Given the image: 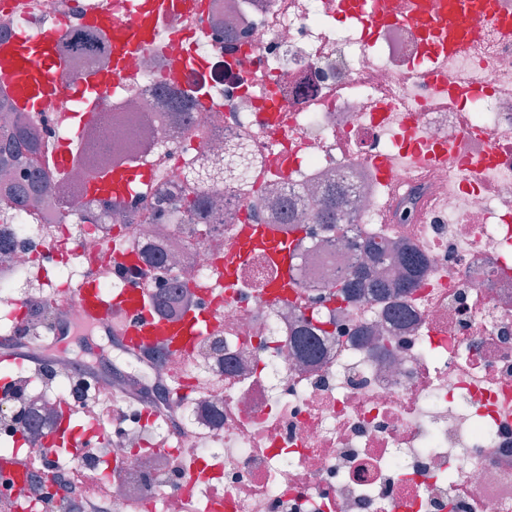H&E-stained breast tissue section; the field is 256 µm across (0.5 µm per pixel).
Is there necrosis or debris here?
<instances>
[{
    "mask_svg": "<svg viewBox=\"0 0 512 512\" xmlns=\"http://www.w3.org/2000/svg\"><path fill=\"white\" fill-rule=\"evenodd\" d=\"M201 3L169 26L192 35L204 70L175 85L167 64L183 43L140 51L131 78L82 125L65 193L40 207L8 197L34 167L57 181L68 127L61 111L17 112L0 93V115L36 136L33 166L0 174V209L13 216L0 235L14 250L0 264V334L26 339L64 310L78 320L43 270H61L68 285L116 248L134 259L107 290L132 283L168 297L169 320L205 301L222 306L220 330L187 356L127 366L178 429L146 425L137 407L110 418L97 468L109 512H512V31L486 22L438 54L419 21H379L369 38L356 17L333 26L341 0ZM80 11L81 0H19L0 30L34 39L52 22L68 34ZM429 71L439 84L425 81ZM242 147L246 176L195 183L215 200L204 223L155 219L189 170L229 167ZM132 162L151 171L149 185L124 212L90 223L86 178ZM325 184L342 191L351 220L304 224L296 297H266L276 271L260 253L225 287L217 267L240 225L291 234L286 210L312 211L311 192ZM373 242L388 251L383 264ZM406 248L425 259L415 288L357 293L319 356L300 358L303 317L352 269L401 279ZM53 374L46 385L18 372L0 395V449L24 445L57 474L87 465L50 450L58 414L68 406L100 424L112 392L64 359ZM27 412L39 426L29 439Z\"/></svg>",
    "mask_w": 512,
    "mask_h": 512,
    "instance_id": "1",
    "label": "necrosis or debris"
}]
</instances>
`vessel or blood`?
<instances>
[{"mask_svg": "<svg viewBox=\"0 0 512 512\" xmlns=\"http://www.w3.org/2000/svg\"><path fill=\"white\" fill-rule=\"evenodd\" d=\"M488 0H445L443 14L448 19V37L459 40L485 14ZM344 10L356 14L365 33L374 31V13L378 0H343ZM391 17L400 22H412L425 14V0H390ZM195 0H132L133 19L116 26L101 0H91L84 8L82 22L109 29L113 64L111 71L83 75L72 85L73 94L94 93L104 100L118 88L126 75L128 57L142 47L162 46V27L170 18L192 10ZM59 31L46 29L37 39L13 38L0 42V84L13 97L17 107L25 112H46L60 107L58 89L66 74V62L59 51ZM202 60L186 56L174 60L167 71L170 81L184 83L190 71L200 69ZM150 182V172L141 165H124L107 173H92L90 195L100 198L135 197ZM263 246L278 278L269 290L273 301L287 300L293 287L292 238L283 237L269 224L244 225L239 248L224 260L225 276H232L235 266L252 246ZM115 269H92L84 279L69 290L66 299L81 311L84 325L112 337L117 347L134 357L152 355L155 349L175 353L195 336L212 332L218 326L216 314L209 305L185 312L180 322L169 324L148 318L150 308L147 289L126 288L113 296L102 293V276H115ZM28 342L12 340L0 343V364L31 360ZM81 425L71 415H63L51 437L52 445L71 448L79 445ZM0 472L17 481L31 478L33 470L27 454L12 452L0 458Z\"/></svg>", "mask_w": 512, "mask_h": 512, "instance_id": "vessel-or-blood-1", "label": "vessel or blood"}]
</instances>
